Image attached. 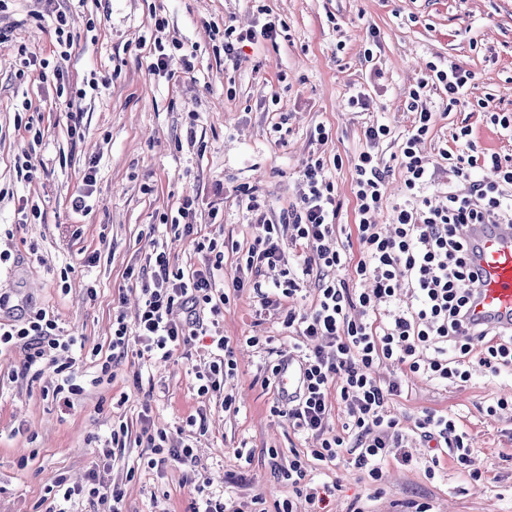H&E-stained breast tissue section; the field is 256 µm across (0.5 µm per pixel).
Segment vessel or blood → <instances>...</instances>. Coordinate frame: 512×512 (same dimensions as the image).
<instances>
[{
    "instance_id": "obj_1",
    "label": "vessel or blood",
    "mask_w": 512,
    "mask_h": 512,
    "mask_svg": "<svg viewBox=\"0 0 512 512\" xmlns=\"http://www.w3.org/2000/svg\"><path fill=\"white\" fill-rule=\"evenodd\" d=\"M479 277L472 284L470 326L512 327V224H465Z\"/></svg>"
}]
</instances>
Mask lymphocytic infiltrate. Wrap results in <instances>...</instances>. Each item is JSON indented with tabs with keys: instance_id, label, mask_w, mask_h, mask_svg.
<instances>
[{
	"instance_id": "f902f5d3",
	"label": "lymphocytic infiltrate",
	"mask_w": 512,
	"mask_h": 512,
	"mask_svg": "<svg viewBox=\"0 0 512 512\" xmlns=\"http://www.w3.org/2000/svg\"><path fill=\"white\" fill-rule=\"evenodd\" d=\"M472 72L453 65L434 70L421 79L410 93L415 113L411 130L405 134L394 159L404 173L407 198L392 208V227L377 221L383 204L388 167L382 166L375 147L390 134L386 125L373 124L364 130L367 151L353 157L355 230L360 246L359 259H351L340 241L345 225L337 218L341 204L323 188L324 162H306L305 189L300 205L287 227L267 223L258 216L263 236L247 251L245 266L279 270L271 291L261 293L262 310L281 309L284 300L300 290L304 276L317 274L318 294L310 311L289 310L283 325L295 338L291 350L299 383L287 396L284 414L298 431L321 437L320 447L310 457L295 454L276 471L289 485L296 486L307 475L309 460H337L344 448H352L357 468L367 469L379 479L389 449L402 447L404 437L388 412L392 396L402 391L401 379L422 374L435 379L464 383L470 378V359L491 372L512 367V330L483 327L481 351H474L466 320L471 305L470 284L476 273L469 247L459 234L463 224L512 223V160L491 154L486 158L470 154L471 130L462 126L452 135L453 149L440 156L458 177L468 179L473 168L486 170L485 178L470 181L464 188H448L438 205H431L426 190L436 181L427 166L421 146L429 138L433 115L421 106V92L427 87L443 88L452 105L462 103ZM289 231L300 254L289 262L280 247L282 231ZM350 268V280L366 282L363 290L350 288V280L331 277L336 268ZM407 288L411 302L397 303L398 288ZM141 306L134 325H127L123 313L113 318L112 355L102 363V371L138 345L140 354L160 361L197 335L202 314L221 316L230 298L217 288L210 269L188 273L170 268L166 251L156 252L152 275L140 283ZM182 308L186 318L177 322L172 314ZM360 318H351V309ZM58 323L45 310L30 311L9 323L0 322V348L22 345L29 355L27 366L44 371V345L68 350L60 342ZM236 339L223 332L212 335L208 345L211 360L197 372V392L206 396L220 392L225 377L238 369ZM399 367L402 376L384 381L374 374L381 360ZM337 392L346 407L348 420L342 435L325 437L324 420L329 411V394ZM416 427L426 441L435 442L464 468L470 467L473 450L467 435L454 416L425 413Z\"/></svg>"
}]
</instances>
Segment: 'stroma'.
Masks as SVG:
<instances>
[{"mask_svg":"<svg viewBox=\"0 0 512 512\" xmlns=\"http://www.w3.org/2000/svg\"><path fill=\"white\" fill-rule=\"evenodd\" d=\"M74 44L60 61L55 21L36 18L33 0H11L0 12L9 31L0 52V294L11 304L54 315L76 337L82 394L62 406L47 393L50 375L25 371L26 353L0 352V512H48L47 491L68 485L122 483L123 512H194L205 498L232 495L266 504L290 499L296 512H313L304 495L274 473L269 451L309 454L317 440L274 415L280 399L271 370L292 340L282 316L257 315L256 289L275 274H249V286L231 298L220 322L226 336H258L240 346L238 370L224 383L238 412L217 396H199L195 373L208 360L202 338L166 362L128 355L113 380L92 384L95 366L111 353L112 314L123 308L134 323L138 277L165 233L164 214L193 200L198 239L224 241L223 273L232 283L239 258L263 230L241 202L249 190L274 224L284 223L304 189L308 158L322 159L325 179L340 200L339 221H354L350 157L367 148L365 126L381 123L390 135L383 157L397 152L415 114L409 93L430 67L457 64L473 72L466 106L447 108L444 91H431L434 127L423 154L437 169L426 195L437 200L459 184L440 157L451 134L472 130L476 155L512 157V132L491 124L488 112L512 114V0H56ZM167 21L155 33L153 15ZM281 26L276 41L244 42L235 60L224 58L218 27ZM183 45L191 69L174 57ZM171 54L169 71L149 65ZM61 63L63 82L40 79L39 60ZM97 90H88L90 82ZM372 98L368 111L349 107L354 86ZM86 89L66 106L64 94ZM326 139H319V132ZM34 153L41 164L32 181L15 162ZM94 169L95 205L87 217L70 208L87 169ZM39 206L35 223L23 211ZM512 401V369L472 370L460 385L422 375L408 377L389 410L405 436L411 464L398 455L382 463V477L348 460L310 461L306 485L328 484L322 512H512V412L489 414L498 399ZM428 411L454 415L474 450L471 479L449 456H435L416 429ZM195 426H188V418ZM127 424L130 440L101 449L113 426ZM165 430L172 444L191 438L193 481L184 467L148 469L153 450L138 443L143 429ZM251 454L242 463L234 454Z\"/></svg>","mask_w":512,"mask_h":512,"instance_id":"35a3bbf8","label":"stroma"}]
</instances>
